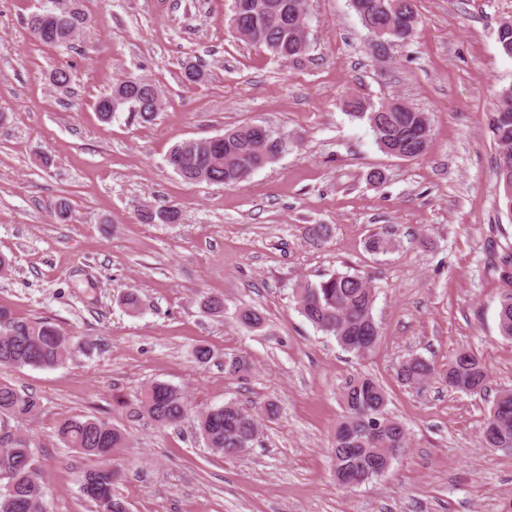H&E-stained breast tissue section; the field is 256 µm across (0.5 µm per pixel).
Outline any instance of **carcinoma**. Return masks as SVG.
Here are the masks:
<instances>
[{
  "label": "carcinoma",
  "instance_id": "obj_1",
  "mask_svg": "<svg viewBox=\"0 0 512 512\" xmlns=\"http://www.w3.org/2000/svg\"><path fill=\"white\" fill-rule=\"evenodd\" d=\"M359 4L377 25H396V17L380 9L384 0H359ZM231 15L245 21L238 38L265 47L281 61L297 63L309 51L306 0H232ZM86 24L77 0H59L54 7L34 12L26 20L38 41L66 48ZM507 91L505 87L498 94L491 131L497 145L495 174L500 202L512 216V120L501 118L504 113L512 116V94ZM112 101L118 102L117 110H128L129 117L140 123L153 122L162 105L158 86L142 77L117 82L112 93L97 102L105 121L113 116L106 110ZM344 107L350 116L367 122L382 152L395 157L406 152L411 159L426 154L431 138L427 113L400 99L375 106L354 97L345 101ZM269 131L271 135L263 137L250 125L228 130L213 142L185 140L170 149L166 162L186 182L237 184L288 149V136L272 127ZM178 218L175 208L142 214L149 223H173ZM497 269L504 283L499 296V331L512 340V248L499 255ZM295 300L299 313L316 330L334 337L344 350L360 357L378 342L380 327L373 315L375 292L365 278L337 273L316 283L304 281L296 289ZM72 346V337L54 323L16 320L0 310V366L55 367L65 360ZM251 368L244 356L224 359V371L231 377H240ZM398 375L418 389L437 375L452 389L466 394H480L487 390L488 383L485 362L469 350L456 354L438 373L423 358L410 357L401 363ZM341 401L344 414L331 448L333 476L343 487L361 486L391 467L405 447L407 431L402 422L388 414L386 392L373 378L349 380ZM141 408L161 426H177L189 413L184 394L163 382L153 383L144 391ZM38 410L35 395L0 381V430L11 431L8 439L0 440V512H49L33 438L19 429V421ZM264 414H274L273 406L261 413L227 402L201 413L197 430L207 447L235 456L252 447ZM57 433L67 447L87 456L105 459L126 447L124 433L97 418L67 419L58 426ZM483 441L489 448L512 451V389L496 396ZM115 476L116 470L109 466L82 476V495L94 504L96 512H127L125 502L112 492Z\"/></svg>",
  "mask_w": 512,
  "mask_h": 512
}]
</instances>
